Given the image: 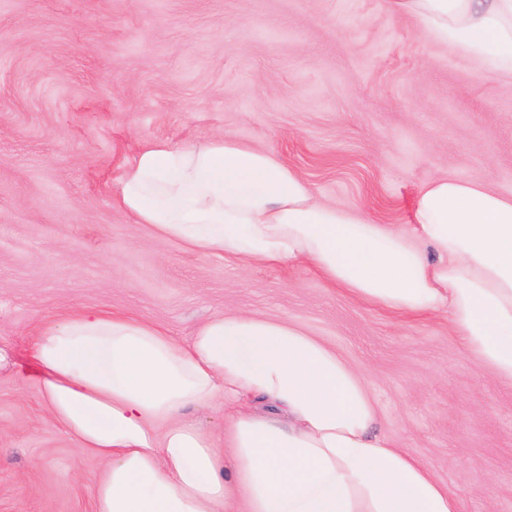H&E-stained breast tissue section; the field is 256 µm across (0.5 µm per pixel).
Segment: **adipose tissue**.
<instances>
[{"instance_id": "adipose-tissue-1", "label": "adipose tissue", "mask_w": 512, "mask_h": 512, "mask_svg": "<svg viewBox=\"0 0 512 512\" xmlns=\"http://www.w3.org/2000/svg\"><path fill=\"white\" fill-rule=\"evenodd\" d=\"M434 39L512 72V0H390ZM118 203L202 257L305 264L396 316L448 317L512 382V196L460 177L425 184L410 224L321 202L295 169L232 137L145 145ZM24 387L105 464L93 512H462L463 494L375 428L370 389L290 322L215 316L179 339L134 316L76 311L45 326ZM261 399L276 415L247 403ZM231 411L202 431L194 407Z\"/></svg>"}]
</instances>
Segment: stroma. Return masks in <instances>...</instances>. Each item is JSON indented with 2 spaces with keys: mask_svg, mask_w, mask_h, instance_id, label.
Segmentation results:
<instances>
[{
  "mask_svg": "<svg viewBox=\"0 0 512 512\" xmlns=\"http://www.w3.org/2000/svg\"><path fill=\"white\" fill-rule=\"evenodd\" d=\"M231 136L319 200L409 224L421 188L512 195V77L387 0H0V344L17 360L73 310L181 337L215 315L286 320L373 385L395 435L463 512H512V383L442 316L399 318L305 264L198 257L119 208L142 145ZM103 462L0 373V512H92Z\"/></svg>",
  "mask_w": 512,
  "mask_h": 512,
  "instance_id": "1",
  "label": "stroma"
}]
</instances>
